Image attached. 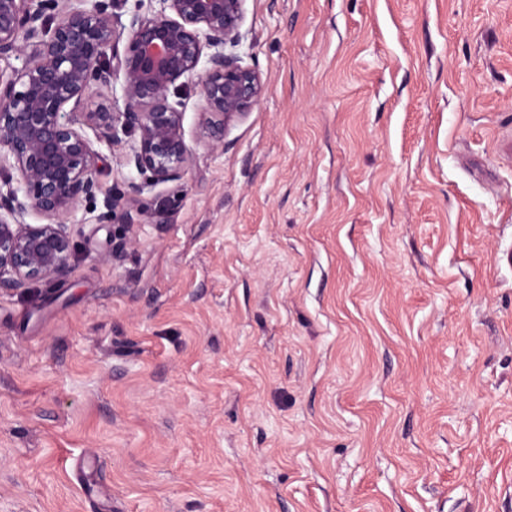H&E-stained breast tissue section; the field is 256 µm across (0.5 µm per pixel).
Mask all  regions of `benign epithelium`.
I'll list each match as a JSON object with an SVG mask.
<instances>
[{"label":"benign epithelium","mask_w":512,"mask_h":512,"mask_svg":"<svg viewBox=\"0 0 512 512\" xmlns=\"http://www.w3.org/2000/svg\"><path fill=\"white\" fill-rule=\"evenodd\" d=\"M0 0V288L27 289L67 274L75 259L71 226L101 192L112 149L136 170L132 198L181 180L194 161L182 94L203 101L212 148L227 123L262 95L261 75L224 52L242 40L244 0ZM124 47H119V44ZM119 84L124 109L79 108L93 88ZM94 130L91 141L85 128ZM34 216L39 224L27 222Z\"/></svg>","instance_id":"1"}]
</instances>
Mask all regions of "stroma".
Listing matches in <instances>:
<instances>
[{
	"instance_id": "stroma-1",
	"label": "stroma",
	"mask_w": 512,
	"mask_h": 512,
	"mask_svg": "<svg viewBox=\"0 0 512 512\" xmlns=\"http://www.w3.org/2000/svg\"><path fill=\"white\" fill-rule=\"evenodd\" d=\"M266 90L0 291V512H512V0H244Z\"/></svg>"
}]
</instances>
